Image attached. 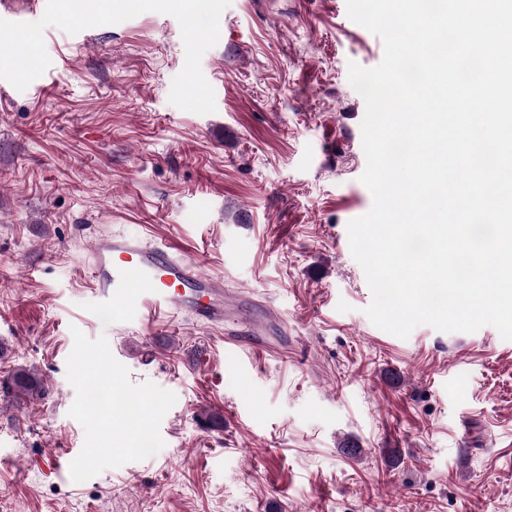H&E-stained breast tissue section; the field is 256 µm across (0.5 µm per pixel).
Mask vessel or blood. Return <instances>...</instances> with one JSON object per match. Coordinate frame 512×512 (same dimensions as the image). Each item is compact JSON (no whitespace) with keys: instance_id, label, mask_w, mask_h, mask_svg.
I'll return each instance as SVG.
<instances>
[{"instance_id":"b4317fda","label":"vessel or blood","mask_w":512,"mask_h":512,"mask_svg":"<svg viewBox=\"0 0 512 512\" xmlns=\"http://www.w3.org/2000/svg\"><path fill=\"white\" fill-rule=\"evenodd\" d=\"M89 281L100 308L106 311L136 312L152 322L186 314L208 326H221L232 319L223 277L204 274L196 261L141 238L112 232L97 236ZM273 321L270 315L252 320L245 336H230L226 342L236 350L263 352L264 336Z\"/></svg>"}]
</instances>
